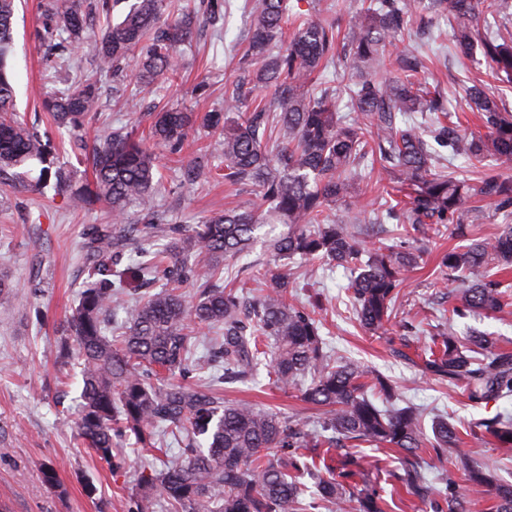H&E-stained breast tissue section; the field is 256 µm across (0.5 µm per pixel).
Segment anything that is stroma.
Listing matches in <instances>:
<instances>
[{"label": "stroma", "instance_id": "obj_1", "mask_svg": "<svg viewBox=\"0 0 512 512\" xmlns=\"http://www.w3.org/2000/svg\"><path fill=\"white\" fill-rule=\"evenodd\" d=\"M40 2L23 0L15 14V40L9 57L14 110L26 123L51 133L61 161L75 164L77 182L85 183L91 179L90 170L77 163L67 134L56 130L41 102L94 69V50L89 43L73 49L68 66L53 78H45L48 49L40 40L44 23ZM231 3L230 16L206 25L191 51L184 54L179 80L142 89L143 109L166 104L194 112L223 109L224 86L239 74L237 53L247 44L251 10L249 0ZM448 43L449 28L443 21L423 51L431 59L425 78L445 89L449 112L468 117V103L459 87L472 80L483 81L488 92L512 110V82L495 79L483 56L459 60L449 55ZM113 84L112 77H103L100 109L89 124L90 134L128 126L137 119L129 109L127 93L115 90ZM210 142L207 133L198 129L191 132L181 158L161 154L162 187L157 203L168 223L195 225L227 208L260 205L257 191L225 186L220 177L199 181L190 195H183L181 159L196 156ZM483 209L482 223L468 226L463 233L447 226L418 266L406 272L396 317L388 330L376 334L366 332L354 319L346 291L348 274L343 268L301 267L293 259L288 266L297 272L295 298L319 320L329 348L396 381L404 400L448 413L461 433L462 452L499 465L504 479L512 482V447H499L473 432L481 419L499 412L512 416V397L472 403L462 388L420 376L415 364L426 346L423 328L442 317L441 293L458 287L457 281L441 277L439 253L469 238L494 241L506 222L494 204L484 203ZM111 221L98 206L77 212L62 197L0 185V277L14 285L11 301L0 305V506H5L6 512H122V498L133 484V473L111 474L88 449L77 446L75 412H59L55 405L58 368L51 350L60 323L78 304L82 248L93 225ZM272 266L263 243H256L248 254L225 261L224 285L241 290L251 286L252 271ZM469 326L486 332L495 349L512 352V306L496 315L471 316L453 324L459 333ZM224 398L229 402L248 400L303 423L317 421L315 410L302 401L298 390L276 388L263 368L246 379L225 380ZM48 463L54 464L61 484L55 492L44 482L43 467ZM88 480L97 487L95 496H87L83 490Z\"/></svg>", "mask_w": 512, "mask_h": 512}]
</instances>
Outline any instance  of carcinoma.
<instances>
[{
	"instance_id": "1",
	"label": "carcinoma",
	"mask_w": 512,
	"mask_h": 512,
	"mask_svg": "<svg viewBox=\"0 0 512 512\" xmlns=\"http://www.w3.org/2000/svg\"><path fill=\"white\" fill-rule=\"evenodd\" d=\"M229 2L205 0L174 13L169 0H131L95 44L98 73L121 75L138 52L136 83L172 81L200 14L216 18ZM505 4L356 0L342 35L336 13L320 0H255L242 74L225 86L222 112H150L149 145L132 126L87 139L86 124L100 101L95 77L43 101V110L71 135L92 169V182L79 185L73 171L54 165L53 146L12 112L8 58L16 3L0 0V181L36 191L50 184L72 209L100 204L112 215V223L93 228L78 305L53 349L60 367L73 360L80 367L76 438L113 474L126 470L127 445L148 453L174 442L179 449L175 461L156 457L139 466L123 512H312L320 503L335 512H388L379 477H369L350 452L363 445L396 453L399 466L386 472L387 480L432 512L467 508L448 474L435 487L420 464L423 448L463 471L472 493L495 495L497 512H512V484L496 466L460 455V433L448 420L435 419L426 434L421 411L396 405L387 380L360 364L336 362L317 321L288 299V273L256 275L261 287L248 297L224 288V261L248 252L264 226L281 225L267 238L273 259L297 256L348 267L359 324L371 333L384 329L404 272L418 265L421 254L365 247L358 239L355 228L367 217L357 208L354 181L369 158L386 175L391 202L385 218L406 233L433 240L447 224L461 230L480 223L475 197L512 217V180L460 179L434 165L435 151L423 136L427 129L438 131L473 167L488 159L511 167L512 113L474 84L465 93L480 113L482 130L457 133L443 95L422 81L428 58L397 51L411 21L428 28L449 11L454 53L468 57L479 49L497 79L512 80V40L501 42L472 24L479 7L497 13ZM91 21L82 0H51L41 39L52 49L78 46ZM341 59L352 71L348 83L339 89L320 81L319 74ZM258 91L269 100L243 110ZM342 92L349 117L339 107ZM197 123L217 135L224 182L254 187L262 205L226 209L191 227L164 224L154 147L179 153ZM33 160L44 164L35 182ZM336 204L354 212L351 223L329 218ZM128 249L134 263L116 269ZM492 260L512 264L511 223L492 243L474 240L442 253L440 266L464 284L452 314L503 309L499 282L485 276ZM129 275L146 285L160 282L161 289L131 298L124 289ZM186 284L198 285L196 294ZM202 328L212 333L211 351L198 358ZM266 357L273 385L297 388L305 402L328 411L320 429L250 402L224 401V379L247 376ZM420 371L462 387L477 404L512 396V353L492 349L485 336H430ZM478 428L501 447L512 446V417L497 413Z\"/></svg>"
}]
</instances>
